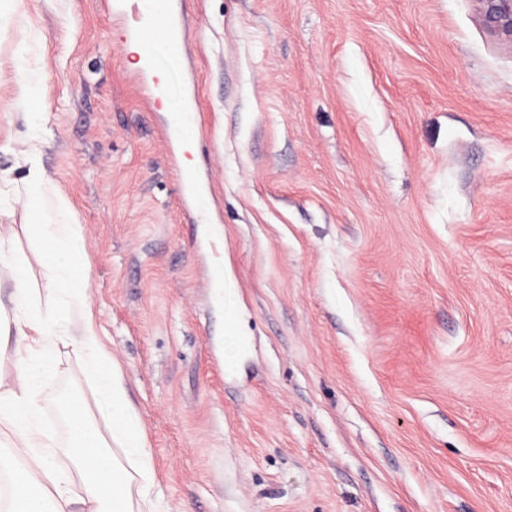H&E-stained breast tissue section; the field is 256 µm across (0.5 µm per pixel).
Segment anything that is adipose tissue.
Masks as SVG:
<instances>
[{
  "label": "adipose tissue",
  "mask_w": 512,
  "mask_h": 512,
  "mask_svg": "<svg viewBox=\"0 0 512 512\" xmlns=\"http://www.w3.org/2000/svg\"><path fill=\"white\" fill-rule=\"evenodd\" d=\"M21 161L27 177L12 190L16 201L40 215L69 212L67 197L42 166L39 141L28 142ZM31 233L46 252L40 292L29 287L9 229L0 225V268L13 273V316L0 320V348L10 347L14 364L12 378L0 376V439L12 450L0 458V470L11 472L6 512H161L145 431L94 320L82 227L35 224ZM64 348L86 356L111 435L103 437L79 402L65 403L70 437L59 463L46 451L41 391ZM112 442L117 451H109Z\"/></svg>",
  "instance_id": "obj_1"
}]
</instances>
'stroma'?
I'll list each match as a JSON object with an SVG mask.
<instances>
[{
	"label": "stroma",
	"instance_id": "obj_1",
	"mask_svg": "<svg viewBox=\"0 0 512 512\" xmlns=\"http://www.w3.org/2000/svg\"><path fill=\"white\" fill-rule=\"evenodd\" d=\"M182 2L151 107L98 0H0V177L39 127L165 512H512V44L474 0ZM189 80L220 246L163 136ZM38 221L0 201L37 288ZM66 392L96 411L73 354L43 389L60 447ZM35 99L33 80L31 76L18 77L15 84L12 104L15 108L22 110L33 104Z\"/></svg>",
	"mask_w": 512,
	"mask_h": 512
}]
</instances>
